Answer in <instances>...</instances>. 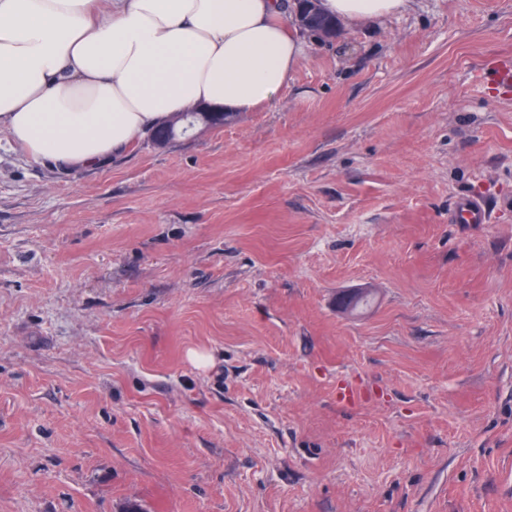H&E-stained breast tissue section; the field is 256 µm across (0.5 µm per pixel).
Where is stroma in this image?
Returning a JSON list of instances; mask_svg holds the SVG:
<instances>
[{
	"instance_id": "1",
	"label": "stroma",
	"mask_w": 512,
	"mask_h": 512,
	"mask_svg": "<svg viewBox=\"0 0 512 512\" xmlns=\"http://www.w3.org/2000/svg\"><path fill=\"white\" fill-rule=\"evenodd\" d=\"M505 58L512 0H412L96 169L1 131L0 512H512ZM455 212L461 224H484L487 219L488 207L481 201L464 200L456 205Z\"/></svg>"
}]
</instances>
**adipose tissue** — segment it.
Here are the masks:
<instances>
[{
    "label": "adipose tissue",
    "mask_w": 512,
    "mask_h": 512,
    "mask_svg": "<svg viewBox=\"0 0 512 512\" xmlns=\"http://www.w3.org/2000/svg\"><path fill=\"white\" fill-rule=\"evenodd\" d=\"M410 0H320L345 25ZM292 0H0V128L31 160L98 167L199 105L250 112L308 43Z\"/></svg>",
    "instance_id": "obj_1"
}]
</instances>
